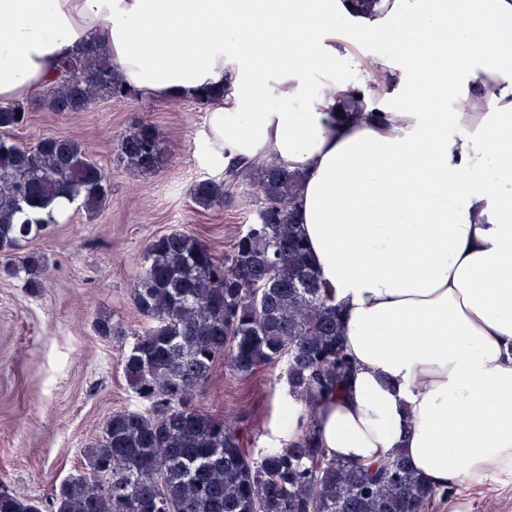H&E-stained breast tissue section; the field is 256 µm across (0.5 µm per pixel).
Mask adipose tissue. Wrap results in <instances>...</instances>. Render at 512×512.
I'll return each instance as SVG.
<instances>
[{"instance_id": "obj_1", "label": "adipose tissue", "mask_w": 512, "mask_h": 512, "mask_svg": "<svg viewBox=\"0 0 512 512\" xmlns=\"http://www.w3.org/2000/svg\"><path fill=\"white\" fill-rule=\"evenodd\" d=\"M340 34L383 44L382 96ZM92 44L146 99L222 88L226 160L304 175L354 373L313 414L284 398L289 439L364 467L403 454L441 490L512 471V0H0V104Z\"/></svg>"}]
</instances>
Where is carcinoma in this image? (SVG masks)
<instances>
[{
  "label": "carcinoma",
  "instance_id": "cac0c4a2",
  "mask_svg": "<svg viewBox=\"0 0 512 512\" xmlns=\"http://www.w3.org/2000/svg\"><path fill=\"white\" fill-rule=\"evenodd\" d=\"M57 80L35 101L0 106V269L42 287V258L19 251L57 223L59 197L93 214L112 195L105 169L79 141L50 136L34 147L9 137L34 106L86 112L137 97L96 45L65 57ZM223 91L202 88L193 102L212 109ZM117 159L144 174L163 163L156 127L135 120ZM303 175L262 160L229 162L224 177L191 189L204 209L246 199L252 223L219 256L205 241L172 231L146 246L133 301L149 326L134 334L121 364L141 409H120L83 450L85 471L53 490L49 512H428L456 489L438 490L393 456L375 469L329 455L311 433L252 457L222 416L201 410L195 388L220 360L247 378L282 364L288 394L313 413L342 393L352 375L335 298L322 283L298 222ZM0 512H41L40 503L0 483Z\"/></svg>",
  "mask_w": 512,
  "mask_h": 512
}]
</instances>
